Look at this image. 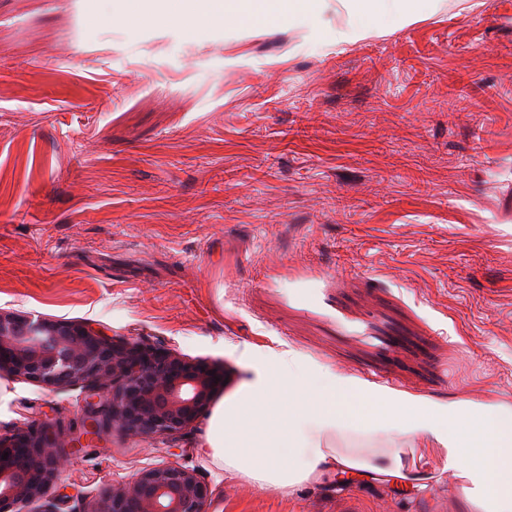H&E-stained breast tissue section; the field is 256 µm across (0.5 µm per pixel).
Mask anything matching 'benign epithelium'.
I'll list each match as a JSON object with an SVG mask.
<instances>
[{"label":"benign epithelium","mask_w":512,"mask_h":512,"mask_svg":"<svg viewBox=\"0 0 512 512\" xmlns=\"http://www.w3.org/2000/svg\"><path fill=\"white\" fill-rule=\"evenodd\" d=\"M0 371L47 388L84 390V432L60 421L0 436V512H62L56 492L64 448L100 441L118 426L134 435L179 438L196 428L224 390L223 367L146 341L116 339L98 323L31 318L0 310ZM212 491L199 471L171 464L140 471L71 512H204Z\"/></svg>","instance_id":"7a95c632"}]
</instances>
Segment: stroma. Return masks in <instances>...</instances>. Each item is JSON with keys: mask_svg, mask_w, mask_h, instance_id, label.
Instances as JSON below:
<instances>
[{"mask_svg": "<svg viewBox=\"0 0 512 512\" xmlns=\"http://www.w3.org/2000/svg\"><path fill=\"white\" fill-rule=\"evenodd\" d=\"M182 0H0V309L94 321L184 357L293 350L430 399L512 405V0H343L191 31ZM81 389L0 374V435ZM177 442L113 429L74 498L177 462L205 512H467L424 479L260 489Z\"/></svg>", "mask_w": 512, "mask_h": 512, "instance_id": "stroma-1", "label": "stroma"}]
</instances>
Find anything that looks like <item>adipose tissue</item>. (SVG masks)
Returning <instances> with one entry per match:
<instances>
[{
	"instance_id": "obj_1",
	"label": "adipose tissue",
	"mask_w": 512,
	"mask_h": 512,
	"mask_svg": "<svg viewBox=\"0 0 512 512\" xmlns=\"http://www.w3.org/2000/svg\"><path fill=\"white\" fill-rule=\"evenodd\" d=\"M312 0H187V22L265 25L296 17ZM212 411L206 447L226 470L258 487L293 488L322 472H374L410 487L395 437L417 443L456 480L469 512H512V406L461 400L447 412L429 399L378 387L323 368L298 354L269 353ZM286 462H279V455Z\"/></svg>"
}]
</instances>
